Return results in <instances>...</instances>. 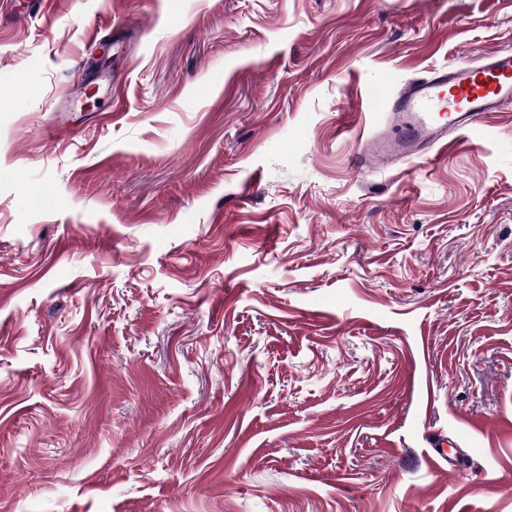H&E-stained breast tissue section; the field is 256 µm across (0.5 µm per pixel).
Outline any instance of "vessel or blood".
<instances>
[{
    "instance_id": "obj_1",
    "label": "vessel or blood",
    "mask_w": 512,
    "mask_h": 512,
    "mask_svg": "<svg viewBox=\"0 0 512 512\" xmlns=\"http://www.w3.org/2000/svg\"><path fill=\"white\" fill-rule=\"evenodd\" d=\"M512 101V50L483 55L476 63L432 69L413 79L383 112L384 132L360 151L355 167L381 162L434 160L455 150L463 134Z\"/></svg>"
}]
</instances>
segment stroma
<instances>
[{
    "mask_svg": "<svg viewBox=\"0 0 512 512\" xmlns=\"http://www.w3.org/2000/svg\"><path fill=\"white\" fill-rule=\"evenodd\" d=\"M0 0V512H512V103L355 170L512 0Z\"/></svg>",
    "mask_w": 512,
    "mask_h": 512,
    "instance_id": "stroma-1",
    "label": "stroma"
}]
</instances>
